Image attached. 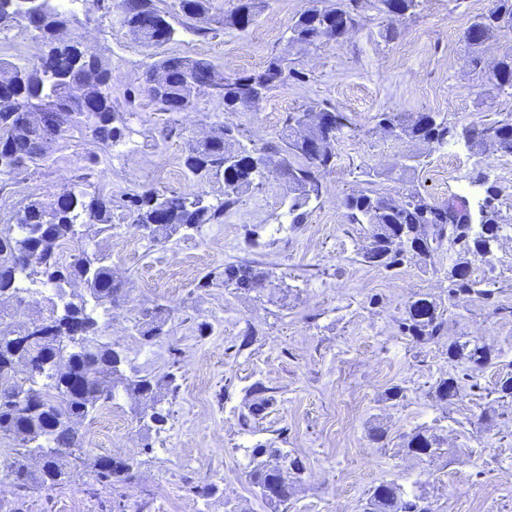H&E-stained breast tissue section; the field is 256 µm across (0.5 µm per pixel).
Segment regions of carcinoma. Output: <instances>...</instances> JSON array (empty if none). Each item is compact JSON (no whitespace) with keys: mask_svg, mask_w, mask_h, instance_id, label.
<instances>
[{"mask_svg":"<svg viewBox=\"0 0 512 512\" xmlns=\"http://www.w3.org/2000/svg\"><path fill=\"white\" fill-rule=\"evenodd\" d=\"M377 9L391 14L396 3L397 19L415 13L418 0H376ZM359 0H341L330 6H314L302 13L290 28L293 44H312L323 36L341 37L359 24ZM123 24L142 43L159 47L171 41L174 28L154 0H117ZM182 15L202 20L209 10V0H179ZM36 15L43 22L38 34L45 51L53 58V67L60 83L50 84L37 63L13 66L17 82L0 91V154L9 153V160L0 164V174L21 175L46 162L53 145L74 132L89 133L101 142L115 141L122 135L114 125L112 107V70L102 67L99 60L85 52L78 33L69 39L60 37L71 26V12L52 4V0H0V18L9 23L28 27L29 17ZM476 36H471V32ZM512 33V0H496V6L474 18L465 32V41L474 63L481 61L484 44L493 37ZM152 71L166 73L167 89L163 93L149 92L151 98L166 111H179L178 102L190 106L194 94L212 89L224 100V110L236 112L261 99L263 92L293 73L288 61L275 57L258 73L237 74L221 78L207 59L164 56L151 65ZM491 90L512 96V52L497 63ZM44 112L53 125L44 133L23 135L29 117ZM313 121L303 131L286 124L282 145L247 149L233 153L231 167L224 168L226 145L237 140V128L226 125L208 146L193 149L185 159L190 172L201 176H224V194L258 185L264 171L258 158L264 156L275 163L288 184L291 223L303 224L307 207L320 199L323 190L321 175L333 167V143L338 133L315 121L316 111H309ZM377 126L394 138L405 137L439 145L464 141L470 147H480V133L497 129L501 121L481 126H450L431 113H420L411 119L403 112H380ZM496 187L486 186L485 196L477 203L480 225L484 232L470 231L473 209L468 197L453 195L448 203H429L418 191L396 196L376 195L358 190L346 195L342 205L352 224H368L373 244L364 258L386 269L396 268L408 259L427 263L435 250L447 242L465 253L487 254V246L496 232ZM227 199L218 205H207L201 195H164L147 190L130 193L124 200L131 223L154 240H166L184 228L213 224L224 217ZM112 221V199L103 195H76L65 189L49 203L31 202L16 215V222L0 226V297L12 296L22 301L28 291L27 282L54 286L55 295L64 298L65 287L75 281L83 283L86 293H72L70 300L58 309L49 300L56 315L41 320L34 338L22 343L18 337L0 330V434L15 442L8 475L19 499L45 487L63 484L68 468L83 466L93 480L102 484L131 483L136 478L137 462L131 458L98 456L87 459L84 442L73 427L86 419L114 396L115 363L118 351L99 340L100 325L95 308L112 305L126 296L122 284L112 278L107 264L109 255L96 249L82 251L76 262L60 261L58 250L79 235L80 224H109ZM468 263L455 264L448 273V295H475L492 299L493 293L479 288L480 281L460 270ZM222 279L224 286L251 289L261 278L249 263L227 264L219 273L203 276L201 287ZM168 307L158 304L141 312L134 329L149 343L166 333ZM443 313L435 302L421 297L413 301L402 322V331L420 340L441 335ZM448 359L463 361L475 369L489 365L492 350L486 346L451 343ZM176 377L169 372L159 379L148 376L126 378L123 388L131 398L150 409L149 421L156 430L167 423L169 412L157 406L156 392L162 385H171ZM454 378H442L435 386V398L447 401L456 395ZM436 440L422 430L413 432L407 450L415 456L436 453ZM277 448H255L257 463L249 472L252 484L261 497L270 503L288 504L293 485L283 469L270 462L278 456ZM365 512H430L419 500L403 497L401 488L393 483L376 486L367 500Z\"/></svg>","mask_w":512,"mask_h":512,"instance_id":"cac0c4a2","label":"carcinoma"}]
</instances>
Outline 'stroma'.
I'll list each match as a JSON object with an SVG mask.
<instances>
[{"label":"stroma","mask_w":512,"mask_h":512,"mask_svg":"<svg viewBox=\"0 0 512 512\" xmlns=\"http://www.w3.org/2000/svg\"><path fill=\"white\" fill-rule=\"evenodd\" d=\"M316 0H256L245 30L228 24L238 0H211L203 31L187 26L178 0H157L170 12L172 40L144 46L116 10L81 0L75 29L89 52L112 71V106L123 130L101 143L81 134L58 141L50 160L0 192V224L33 201L61 189L115 198L152 189L224 199V180L201 179L184 164L199 140L221 126L238 127L240 144L275 147L289 113L329 107L347 113L351 129L334 144L335 166L322 176L321 198L306 223H292L283 176L273 171L256 188L239 192L219 223L151 241L122 208L111 224H88L82 239L65 244L70 264L82 251L103 248L112 277L127 295L97 310L102 342L126 358L123 376L174 373L176 392H162L170 417L148 428L134 400L115 398L77 430L89 456L138 461L135 484L102 485L82 468L65 485L27 497L20 512H363L379 484L399 485L432 512H512V398H498L512 374V155L487 145L396 139L379 130V112H431L456 127L512 119V97H493L489 71L512 46V34L485 45L481 66L470 62L465 30L493 0H419L414 15L397 22L374 0H361L358 26L310 45L288 41V30ZM394 37H387L388 27ZM41 52L33 30L0 25V62L23 66ZM175 54L211 60L219 73H251L275 57L287 59L302 80L286 78L254 106L236 112L201 93L183 112L163 110L146 91L145 73ZM422 164L403 173L405 155ZM498 190L500 229L491 252L463 254L442 246L430 262L387 270L369 263V225L350 223L342 198L370 189L394 196L419 191L435 205L460 187L473 198L485 183ZM256 243H249L250 231ZM467 261L473 278L493 290L495 305L448 294V272ZM249 261L264 279L243 291L200 287L225 264ZM52 286L32 284L22 301H0V328L22 334L32 319L50 315ZM421 297L443 312V336L419 341L401 331L409 304ZM162 303L167 336L144 343L133 330L142 310ZM210 325L208 335L196 326ZM490 347L495 357L479 370L448 359L450 342ZM454 377L457 394L437 400L434 385ZM262 384L266 408L252 414L250 391ZM400 389L393 398L392 389ZM436 436L434 457L408 452L416 430ZM277 448L303 467L287 505L261 498L249 478L251 452ZM212 483L201 498L192 486Z\"/></svg>","instance_id":"stroma-1"}]
</instances>
